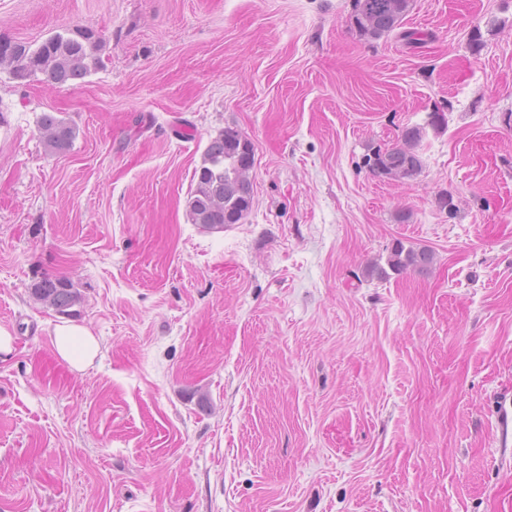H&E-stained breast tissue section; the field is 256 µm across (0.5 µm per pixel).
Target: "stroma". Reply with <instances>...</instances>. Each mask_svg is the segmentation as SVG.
Returning a JSON list of instances; mask_svg holds the SVG:
<instances>
[{
    "label": "stroma",
    "instance_id": "1",
    "mask_svg": "<svg viewBox=\"0 0 512 512\" xmlns=\"http://www.w3.org/2000/svg\"><path fill=\"white\" fill-rule=\"evenodd\" d=\"M352 4L0 0V39L103 38L63 86L0 72V512H512V0H412L370 43ZM227 126L253 205L208 231ZM412 126L416 177L361 169ZM398 240L429 271L382 275ZM68 320L101 343L80 373ZM38 127L48 150L59 154L70 151L76 137V129L73 125L54 113L48 112L41 115ZM253 165L252 143L237 129L227 127L212 137L192 177L195 187L188 200L192 223L216 230L237 224L253 203ZM32 296L36 301L53 308L63 315H70L71 308L80 303V295L68 284L46 277L34 284ZM53 346L57 357L78 372L92 365L100 352L99 340L92 329L71 322L56 326Z\"/></svg>",
    "mask_w": 512,
    "mask_h": 512
}]
</instances>
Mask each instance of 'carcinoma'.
Wrapping results in <instances>:
<instances>
[{"instance_id": "cac0c4a2", "label": "carcinoma", "mask_w": 512, "mask_h": 512, "mask_svg": "<svg viewBox=\"0 0 512 512\" xmlns=\"http://www.w3.org/2000/svg\"><path fill=\"white\" fill-rule=\"evenodd\" d=\"M410 0H353L349 27L366 41L377 40L402 24ZM101 37L92 29L77 27L65 34L56 33L35 47L0 41V53L14 56L18 64L16 78L34 68L44 74L51 85H65L82 80L103 65L98 56ZM38 127L45 147L55 153L70 151L76 129L65 119L48 112L39 118ZM422 138L419 128H409L400 142L387 148L377 147L364 155L362 167L370 174L389 180L410 179L422 169L416 148ZM254 165V148L236 129L227 127L211 138L202 162L194 170L195 187L188 200L189 216L194 224L222 229L234 224L249 211L253 203L250 172ZM434 253L426 248L405 247L400 241L387 257L390 270L397 276L408 271L423 272L433 265ZM35 300L68 315L80 303V295L57 279L45 277L32 288Z\"/></svg>"}]
</instances>
